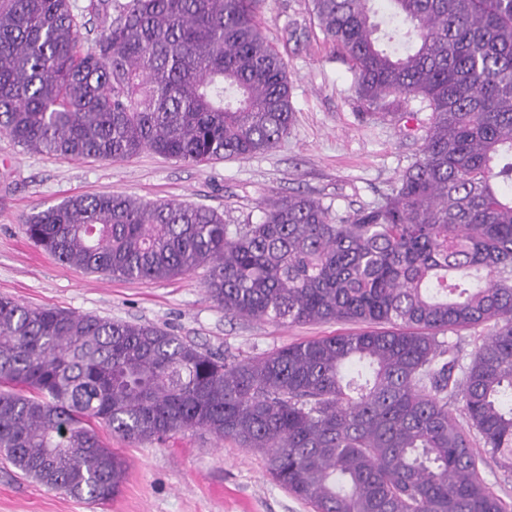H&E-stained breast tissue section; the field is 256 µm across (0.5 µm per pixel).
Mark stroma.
Returning <instances> with one entry per match:
<instances>
[{
    "instance_id": "1",
    "label": "stroma",
    "mask_w": 512,
    "mask_h": 512,
    "mask_svg": "<svg viewBox=\"0 0 512 512\" xmlns=\"http://www.w3.org/2000/svg\"><path fill=\"white\" fill-rule=\"evenodd\" d=\"M263 30L288 64L294 122L273 149L192 164L145 150L123 160L54 158L0 133V295L30 307L155 324L227 357L254 356L340 332L336 323L275 324L225 316L205 293L206 267L168 281L86 273L35 247L24 230L33 208L74 195L122 193L208 206L228 224L258 223L266 202L304 193L344 216L380 203L419 154L431 111L399 99L369 111L353 71L334 51L310 0H265ZM127 463L120 490L88 501L25 477L0 453V512H314L276 485L264 456L202 432L132 443L100 429Z\"/></svg>"
}]
</instances>
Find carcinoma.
<instances>
[{
	"label": "carcinoma",
	"mask_w": 512,
	"mask_h": 512,
	"mask_svg": "<svg viewBox=\"0 0 512 512\" xmlns=\"http://www.w3.org/2000/svg\"><path fill=\"white\" fill-rule=\"evenodd\" d=\"M265 0H0V133L39 153L195 164L288 135L291 86ZM312 0L366 106L431 109L382 203L335 217L305 194L257 224L186 203L70 196L28 238L89 273L163 281L208 267L224 314L360 324L229 360L165 328L0 296V449L53 490L105 500L132 442L204 432L265 453L315 512H509L476 431L512 470V0ZM100 20L82 48L84 18ZM493 323L466 369L439 335ZM463 377L457 378V371ZM460 404L467 426L448 410Z\"/></svg>",
	"instance_id": "1"
}]
</instances>
